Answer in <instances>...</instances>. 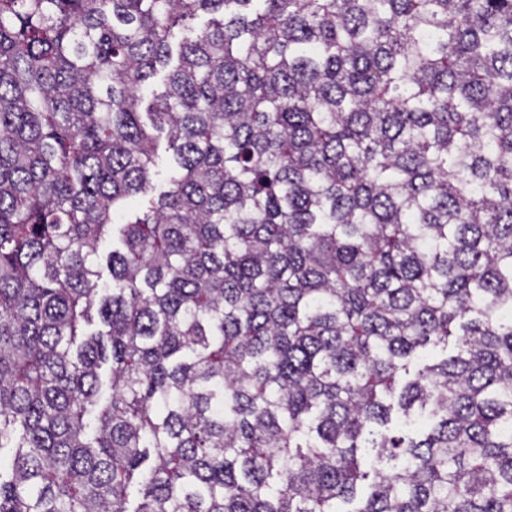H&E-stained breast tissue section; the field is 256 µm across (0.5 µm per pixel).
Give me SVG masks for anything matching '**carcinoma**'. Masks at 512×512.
Here are the masks:
<instances>
[{"label": "carcinoma", "instance_id": "1", "mask_svg": "<svg viewBox=\"0 0 512 512\" xmlns=\"http://www.w3.org/2000/svg\"><path fill=\"white\" fill-rule=\"evenodd\" d=\"M5 448L0 512H512V0H0Z\"/></svg>", "mask_w": 512, "mask_h": 512}]
</instances>
